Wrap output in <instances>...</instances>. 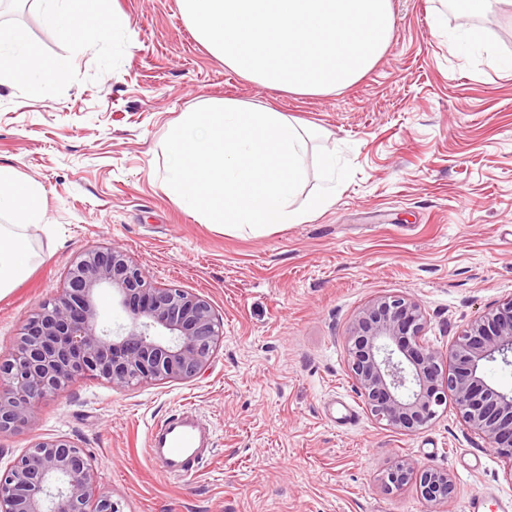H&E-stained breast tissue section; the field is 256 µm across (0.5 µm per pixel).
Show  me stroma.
<instances>
[{
  "label": "stroma",
  "instance_id": "stroma-1",
  "mask_svg": "<svg viewBox=\"0 0 512 512\" xmlns=\"http://www.w3.org/2000/svg\"><path fill=\"white\" fill-rule=\"evenodd\" d=\"M128 37L88 43L48 30L40 0L0 20L53 64L50 87L0 86V166L42 184L26 227L28 271L0 297V357L22 321L52 301L86 252L120 247L163 286L207 300L224 341L191 380L117 390L88 376L43 401L37 421L0 435V467L35 439L64 436L89 455L121 512H467L512 498L505 464L467 432L455 404L407 434L368 415L347 367L355 314L390 295L416 299L423 341L447 354L458 333L512 298V12L472 24L500 59L459 53L436 23L448 0H391L374 67L319 96L262 87L195 40L176 0H118ZM207 98L268 105L317 131L308 144L354 169L309 222L262 234L202 224L162 187L161 145ZM195 410L211 460L166 476L147 454L153 421ZM450 471L454 496L388 489L400 461Z\"/></svg>",
  "mask_w": 512,
  "mask_h": 512
}]
</instances>
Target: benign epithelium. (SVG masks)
<instances>
[{"mask_svg":"<svg viewBox=\"0 0 512 512\" xmlns=\"http://www.w3.org/2000/svg\"><path fill=\"white\" fill-rule=\"evenodd\" d=\"M108 288L128 323L112 327L96 294ZM425 318L406 295L378 298L357 313L347 336L350 378L370 416L402 432L425 428L453 396L466 430L488 442L512 480V395L491 387L482 362H509L512 298L440 354L421 342ZM223 326L202 297L163 287L116 246L86 253L65 288L26 319L0 359V433L33 423L38 406L76 378L99 375L114 388L190 380L209 364ZM387 487L415 484L426 501L452 497L451 474L401 463ZM0 512H120L84 451L57 437L32 443L0 470Z\"/></svg>","mask_w":512,"mask_h":512,"instance_id":"1","label":"benign epithelium"}]
</instances>
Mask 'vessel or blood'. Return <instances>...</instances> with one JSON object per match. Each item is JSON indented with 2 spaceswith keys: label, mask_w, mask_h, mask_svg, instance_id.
I'll return each instance as SVG.
<instances>
[{
  "label": "vessel or blood",
  "mask_w": 512,
  "mask_h": 512,
  "mask_svg": "<svg viewBox=\"0 0 512 512\" xmlns=\"http://www.w3.org/2000/svg\"><path fill=\"white\" fill-rule=\"evenodd\" d=\"M202 434L189 417L174 414L157 422L148 445L161 470L169 476H185L204 460Z\"/></svg>",
  "instance_id": "obj_1"
}]
</instances>
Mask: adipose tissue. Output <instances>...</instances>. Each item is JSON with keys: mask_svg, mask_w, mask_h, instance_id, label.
<instances>
[{"mask_svg": "<svg viewBox=\"0 0 512 512\" xmlns=\"http://www.w3.org/2000/svg\"><path fill=\"white\" fill-rule=\"evenodd\" d=\"M98 0H44L43 23L51 31H80L92 42L107 41L125 31L128 18L120 10L104 15ZM55 75L37 48L11 26L0 23V85L20 79L49 84ZM43 187L0 166V293L10 289L29 268L31 254L23 230L42 219Z\"/></svg>", "mask_w": 512, "mask_h": 512, "instance_id": "adipose-tissue-1", "label": "adipose tissue"}]
</instances>
